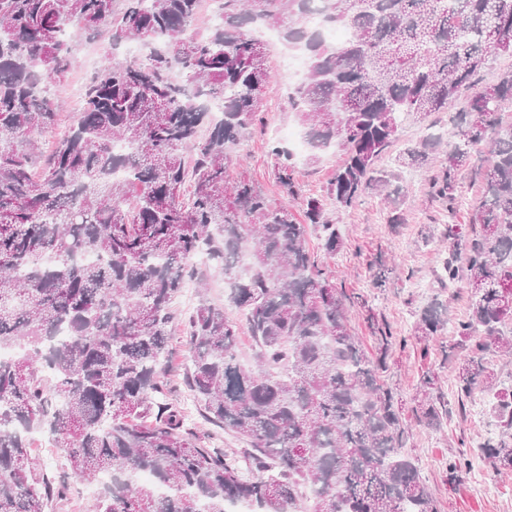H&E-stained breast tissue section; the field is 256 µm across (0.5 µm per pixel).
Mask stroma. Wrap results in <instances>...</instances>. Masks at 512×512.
<instances>
[{
    "label": "stroma",
    "mask_w": 512,
    "mask_h": 512,
    "mask_svg": "<svg viewBox=\"0 0 512 512\" xmlns=\"http://www.w3.org/2000/svg\"><path fill=\"white\" fill-rule=\"evenodd\" d=\"M286 49L271 41L268 64L275 75L274 83L263 96L259 115L246 137L233 150L234 162L227 170L229 180L248 176L272 205L288 206L295 217H302L307 199H324L342 161L340 152L329 151L315 164L298 161L295 169L297 195L288 194L278 179L279 160L272 153L275 126H293L297 120L288 104V85L294 77L286 67ZM467 96H460L447 111L428 118H402L396 139L378 162L383 170L396 171L402 195L396 207L384 205L374 192L364 193L352 207L328 205L326 216L335 224L343 241L339 251L326 253L321 229L308 230L309 249L326 267L337 288L351 297L347 325L358 336L367 352L377 347L376 334L386 331L390 350L386 380L402 401V421L408 429L407 449L417 458L421 474L431 494L433 512H512V476L493 477L480 450L500 429L491 412L476 415V405L487 404L489 397L474 392L459 399L454 380V363L443 358L444 350L456 344L452 330L430 342L420 341L413 328L429 294L447 300L453 319L467 315L469 290L465 281L439 289L434 281L448 255L440 246L449 225L470 229L472 217L484 192L481 168L491 161L489 152L475 156L472 169L463 172L459 197L455 203L432 195L430 175L439 165L399 167L396 156L406 147L418 143L430 125L452 126L457 113L465 111ZM399 212L400 223H390L392 212ZM389 276L384 286L372 285L378 269ZM438 373L434 391L448 411L440 428L432 429L420 421L413 398L430 373ZM468 463L465 482L448 478L452 461Z\"/></svg>",
    "instance_id": "stroma-1"
}]
</instances>
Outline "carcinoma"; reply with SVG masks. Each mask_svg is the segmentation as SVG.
<instances>
[{"instance_id": "obj_1", "label": "carcinoma", "mask_w": 512, "mask_h": 512, "mask_svg": "<svg viewBox=\"0 0 512 512\" xmlns=\"http://www.w3.org/2000/svg\"><path fill=\"white\" fill-rule=\"evenodd\" d=\"M199 0H0V512H47L69 483L35 463L29 435L47 432L70 474L112 482L92 512H226L246 501L263 512H296L303 491L314 512H431L419 467L405 455L407 432L387 371L388 336L369 355L347 326V295L332 283L307 242L342 239L318 198L305 223L274 207L243 177L227 180L231 150L252 126L255 93L274 81L267 49L250 36L257 21L301 51L306 78L288 94L310 143L308 162L332 146L344 155L329 189L342 208L369 189L400 194L376 162L403 115H457L453 141L426 134L398 156L427 162L446 146L433 193L456 199L459 176L489 149L483 199L471 233L448 229L437 278L465 273L469 341L455 380L465 397L496 385L490 350L512 352V124L497 118L512 99V72L478 85L489 62L512 54V0H224V23L197 35ZM321 12L349 27L330 44L311 27ZM114 49L138 41L144 61L112 59L86 86L73 124L48 157L39 137L59 107L42 84L64 81L84 39ZM224 103L211 118L209 103ZM206 134H201V131ZM121 141L130 151L116 154ZM193 154L187 166L186 153ZM279 179L294 193L291 155L276 145ZM125 170L121 179L112 177ZM190 190H185V184ZM104 258L77 260L81 253ZM204 252L232 282L229 303L256 347V365L237 358L238 325L204 299L181 320L190 364L183 383L203 419L246 444L228 452L187 425L168 397L173 303ZM435 296L414 334L428 341L447 328ZM68 331V341L54 343ZM423 381L421 419L442 412ZM502 428L483 444L493 472H512V400L493 394Z\"/></svg>"}]
</instances>
